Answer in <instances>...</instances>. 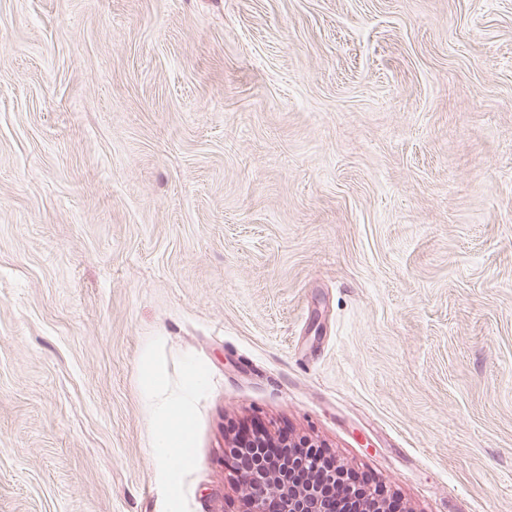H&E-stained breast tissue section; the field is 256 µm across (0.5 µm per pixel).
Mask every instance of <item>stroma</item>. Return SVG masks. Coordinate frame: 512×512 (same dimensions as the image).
Returning <instances> with one entry per match:
<instances>
[{
	"instance_id": "obj_1",
	"label": "stroma",
	"mask_w": 512,
	"mask_h": 512,
	"mask_svg": "<svg viewBox=\"0 0 512 512\" xmlns=\"http://www.w3.org/2000/svg\"><path fill=\"white\" fill-rule=\"evenodd\" d=\"M253 419L512 512V0H0V512H244ZM198 382L199 376L193 373L182 393L169 394L160 387L153 364L148 360L143 364L142 387L158 420L156 456L173 469L185 463V448L191 447L189 397L190 389Z\"/></svg>"
}]
</instances>
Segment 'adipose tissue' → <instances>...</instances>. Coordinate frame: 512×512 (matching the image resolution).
Masks as SVG:
<instances>
[{"label":"adipose tissue","instance_id":"ef3b65f1","mask_svg":"<svg viewBox=\"0 0 512 512\" xmlns=\"http://www.w3.org/2000/svg\"><path fill=\"white\" fill-rule=\"evenodd\" d=\"M142 387L158 420L155 452L167 467L178 468L186 460L185 450L191 444L189 392L170 394L164 391L151 362H144Z\"/></svg>","mask_w":512,"mask_h":512}]
</instances>
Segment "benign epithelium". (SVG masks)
<instances>
[{
  "label": "benign epithelium",
  "mask_w": 512,
  "mask_h": 512,
  "mask_svg": "<svg viewBox=\"0 0 512 512\" xmlns=\"http://www.w3.org/2000/svg\"><path fill=\"white\" fill-rule=\"evenodd\" d=\"M321 467L318 445L303 439L301 451L288 456L286 462L259 461L252 471L242 477L247 512H269L270 496L283 499V512H325L322 506L321 485L346 488L343 466L322 473V484L309 483L300 489L290 486L287 475L294 470L315 473Z\"/></svg>",
  "instance_id": "1"
}]
</instances>
